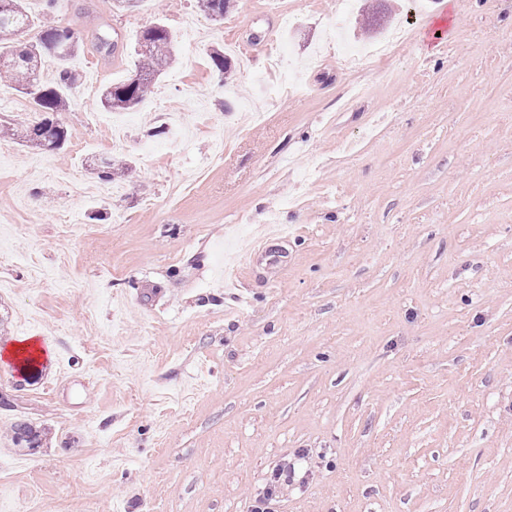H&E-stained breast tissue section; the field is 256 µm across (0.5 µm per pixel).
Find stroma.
<instances>
[{
    "mask_svg": "<svg viewBox=\"0 0 512 512\" xmlns=\"http://www.w3.org/2000/svg\"><path fill=\"white\" fill-rule=\"evenodd\" d=\"M199 13L61 0L117 50L73 59L60 149L0 139V349L47 352L0 357V512H250L288 462L271 512H512V0H237L195 42ZM159 19L154 120L104 111ZM105 157L119 193H78Z\"/></svg>",
    "mask_w": 512,
    "mask_h": 512,
    "instance_id": "stroma-1",
    "label": "stroma"
}]
</instances>
